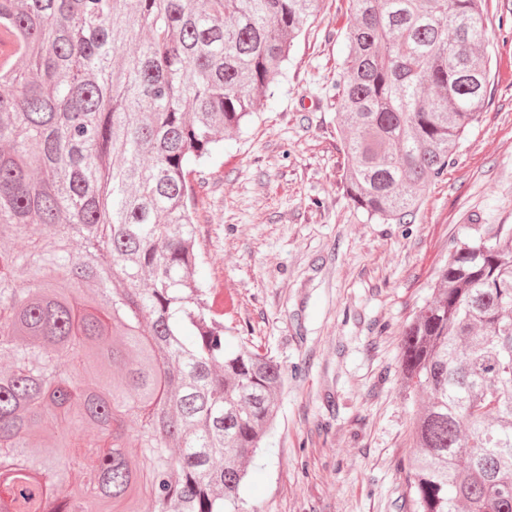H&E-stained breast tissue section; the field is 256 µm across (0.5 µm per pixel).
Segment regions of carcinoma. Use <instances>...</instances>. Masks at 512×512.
I'll use <instances>...</instances> for the list:
<instances>
[{"instance_id":"obj_1","label":"carcinoma","mask_w":512,"mask_h":512,"mask_svg":"<svg viewBox=\"0 0 512 512\" xmlns=\"http://www.w3.org/2000/svg\"><path fill=\"white\" fill-rule=\"evenodd\" d=\"M316 2L0 0V512H240L284 369L224 336L194 181ZM346 2L342 186L408 224L489 103L483 0ZM30 224V251L5 243ZM399 368L409 512H512V227L448 254Z\"/></svg>"}]
</instances>
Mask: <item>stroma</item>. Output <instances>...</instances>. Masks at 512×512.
I'll return each mask as SVG.
<instances>
[{
	"label": "stroma",
	"mask_w": 512,
	"mask_h": 512,
	"mask_svg": "<svg viewBox=\"0 0 512 512\" xmlns=\"http://www.w3.org/2000/svg\"><path fill=\"white\" fill-rule=\"evenodd\" d=\"M486 10L490 102L412 223L367 220L342 188L329 89L347 54L343 0H318L274 97L196 187L202 272L231 300L224 323L285 370L243 512H408L417 404L400 381L401 331L453 246L477 225L512 226V0Z\"/></svg>",
	"instance_id": "stroma-1"
}]
</instances>
